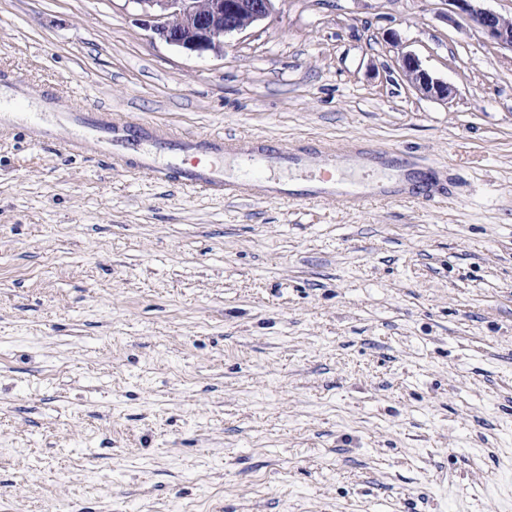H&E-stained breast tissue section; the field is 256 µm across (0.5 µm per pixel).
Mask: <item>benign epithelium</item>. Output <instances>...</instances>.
Returning a JSON list of instances; mask_svg holds the SVG:
<instances>
[{
  "instance_id": "benign-epithelium-1",
  "label": "benign epithelium",
  "mask_w": 512,
  "mask_h": 512,
  "mask_svg": "<svg viewBox=\"0 0 512 512\" xmlns=\"http://www.w3.org/2000/svg\"><path fill=\"white\" fill-rule=\"evenodd\" d=\"M153 37L188 54L224 53L226 37L242 33L272 14L273 0H132ZM484 0H448L451 11L500 48L512 50V18L482 6ZM398 69L425 97L447 100L448 84L433 78L419 59L406 53Z\"/></svg>"
}]
</instances>
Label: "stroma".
Masks as SVG:
<instances>
[{
    "mask_svg": "<svg viewBox=\"0 0 512 512\" xmlns=\"http://www.w3.org/2000/svg\"><path fill=\"white\" fill-rule=\"evenodd\" d=\"M448 15L275 0L191 55L133 0H0V71L29 86L0 130V512H512V52ZM48 88L185 135L395 151L427 181L158 184L92 136L30 142ZM398 69L412 87L425 97L448 100L452 88L448 84L433 78L422 68L419 59L411 54H403L398 61Z\"/></svg>",
    "mask_w": 512,
    "mask_h": 512,
    "instance_id": "obj_1",
    "label": "stroma"
}]
</instances>
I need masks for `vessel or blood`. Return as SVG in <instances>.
<instances>
[{
	"label": "vessel or blood",
	"mask_w": 512,
	"mask_h": 512,
	"mask_svg": "<svg viewBox=\"0 0 512 512\" xmlns=\"http://www.w3.org/2000/svg\"><path fill=\"white\" fill-rule=\"evenodd\" d=\"M48 102L56 110L57 124L52 129L43 125L29 127L27 135L31 142L43 144L55 140L64 150L77 153L84 148V136L91 133L112 165L133 168L161 183L175 181L189 189L280 199L290 196V189L264 178V171L270 167L297 168L307 164L305 152L282 140L242 143L226 136H187L149 121H129L109 112H86L67 98L52 95ZM320 154L325 166L331 168L358 159L387 167L393 176L384 182L367 180L348 184L319 173L299 189V196H336L361 202L388 199L396 196L400 185L409 180L404 162L396 154L368 153L350 143L325 146ZM229 156L257 172V179L248 182L225 179L222 162Z\"/></svg>",
	"instance_id": "obj_1"
}]
</instances>
